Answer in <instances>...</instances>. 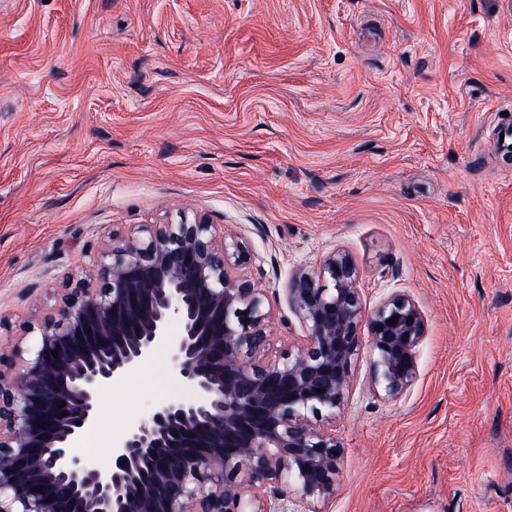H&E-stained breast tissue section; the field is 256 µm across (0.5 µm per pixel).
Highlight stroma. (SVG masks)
Segmentation results:
<instances>
[{
	"label": "stroma",
	"mask_w": 512,
	"mask_h": 512,
	"mask_svg": "<svg viewBox=\"0 0 512 512\" xmlns=\"http://www.w3.org/2000/svg\"><path fill=\"white\" fill-rule=\"evenodd\" d=\"M512 0H0V348L112 230L201 213L238 233L275 314L328 251L363 300L408 293L417 378L363 344L325 512H512ZM166 348L99 398L93 466L190 398Z\"/></svg>",
	"instance_id": "obj_1"
}]
</instances>
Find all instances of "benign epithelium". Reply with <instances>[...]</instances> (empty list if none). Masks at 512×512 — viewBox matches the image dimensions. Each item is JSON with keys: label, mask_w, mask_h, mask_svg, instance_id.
<instances>
[{"label": "benign epithelium", "mask_w": 512, "mask_h": 512, "mask_svg": "<svg viewBox=\"0 0 512 512\" xmlns=\"http://www.w3.org/2000/svg\"><path fill=\"white\" fill-rule=\"evenodd\" d=\"M248 255L236 234L184 214L112 234L65 275L55 305L0 351V512H321L342 449L308 413L344 406L364 330L375 386L407 391L427 320L402 291L367 310L352 258L334 249L289 279L305 336L272 359L266 290L237 273ZM161 346L194 397L132 423L107 471L72 457L101 391Z\"/></svg>", "instance_id": "7a95c632"}]
</instances>
